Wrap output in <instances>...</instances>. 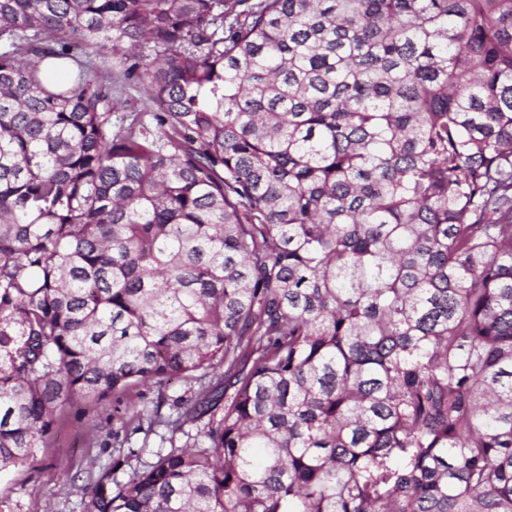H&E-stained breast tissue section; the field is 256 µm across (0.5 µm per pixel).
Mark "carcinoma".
Returning a JSON list of instances; mask_svg holds the SVG:
<instances>
[{"label": "carcinoma", "mask_w": 512, "mask_h": 512, "mask_svg": "<svg viewBox=\"0 0 512 512\" xmlns=\"http://www.w3.org/2000/svg\"><path fill=\"white\" fill-rule=\"evenodd\" d=\"M173 377L87 512H512V0H0V472ZM112 128L117 130L127 126L134 118L146 117L140 112H146L144 105L145 96L142 91L129 82H118L112 84Z\"/></svg>", "instance_id": "cac0c4a2"}]
</instances>
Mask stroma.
Wrapping results in <instances>:
<instances>
[{"label":"stroma","mask_w":512,"mask_h":512,"mask_svg":"<svg viewBox=\"0 0 512 512\" xmlns=\"http://www.w3.org/2000/svg\"><path fill=\"white\" fill-rule=\"evenodd\" d=\"M197 388L174 379L160 390L138 385L101 403L63 407L34 459L0 473V512H86L81 487L88 470L111 461L116 449H139L148 457L163 445L164 428L125 437L118 433L122 422L151 413L158 394L186 397Z\"/></svg>","instance_id":"obj_1"}]
</instances>
